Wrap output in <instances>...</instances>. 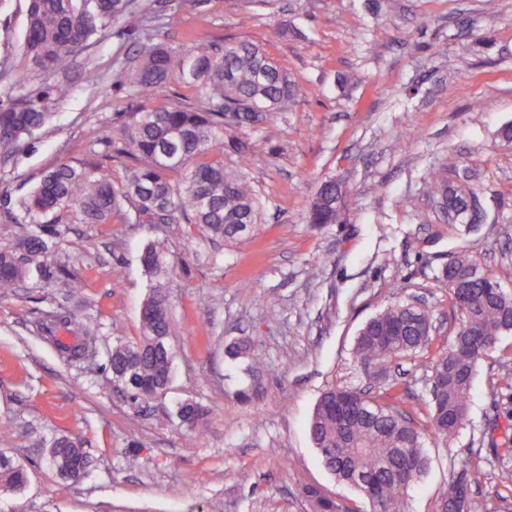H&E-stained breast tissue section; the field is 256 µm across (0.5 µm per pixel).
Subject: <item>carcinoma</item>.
<instances>
[{"label": "carcinoma", "instance_id": "carcinoma-1", "mask_svg": "<svg viewBox=\"0 0 512 512\" xmlns=\"http://www.w3.org/2000/svg\"><path fill=\"white\" fill-rule=\"evenodd\" d=\"M142 40L138 59L124 65L115 81L139 98H150L175 79L195 91V102L133 114L121 129L119 140L106 139L104 157L131 162L124 184L112 181V171L99 165L78 170L59 164L45 173L37 186L16 200L15 209L0 217V224L23 229L13 247L0 248V295L17 287L31 273L59 289L63 303L43 311L35 321L37 333L46 340L61 330L75 336L70 347H59L65 362L79 368L97 356L99 325L91 320L75 321L64 302L79 295L82 282L70 257L47 256L60 231L45 217L66 208L76 224H109L117 218L127 224H196L204 237L234 244L255 234L261 223L262 203L242 171L247 165L246 145L237 140L224 143V130L251 128L264 122L270 112H286L295 100L287 71L265 49L252 43H226L217 47L207 41L171 45L156 41L160 17L144 0H29L22 51L43 69H65L71 59L91 44L112 23ZM0 156L8 158L25 137L50 119L49 108L70 93L64 81L39 88L27 86L26 76L0 65ZM229 148L240 160L231 169L207 156ZM426 194L442 206L448 217L484 221L479 190L465 168L450 181L441 169L433 170ZM349 220L342 184L321 183L310 204L308 221L315 225L344 224ZM141 266L156 285L151 289L158 310L140 314L141 335L121 341L107 352L105 368L128 389L134 403L163 396L172 381V369L161 371L165 356L155 347L159 336H172L173 312L167 280L170 265L164 257L163 240L157 238L142 252ZM438 280L448 288L452 304L461 312V322L443 353L425 366L428 380L444 382L441 390L429 388L432 408L430 432L414 426L392 394L400 383L389 379L394 360L428 347L433 325L432 310L412 299L391 304L359 329L355 341L356 362L383 382L389 394L370 395L353 388L331 387L314 408L309 432L324 467L338 481L359 490L371 512H403L408 489L427 468L423 448L426 435L448 446L468 420V401L477 359L462 348L458 337L482 341V352L492 349L498 338L512 329V293L465 252L451 259V267L439 272ZM230 354H245L249 369L264 365L263 355L252 345L234 344ZM351 397L354 412L338 419L331 405ZM207 413L199 403L185 400L175 414L181 426L194 430ZM450 418L451 423L444 422ZM91 462L82 445L57 435L49 443L45 463L62 479L71 478L69 464ZM27 469L0 451V490L26 485ZM470 481L463 469L450 480L437 504V512H451L459 497V485ZM303 497L310 512H349V508L319 488L307 486Z\"/></svg>", "mask_w": 512, "mask_h": 512}]
</instances>
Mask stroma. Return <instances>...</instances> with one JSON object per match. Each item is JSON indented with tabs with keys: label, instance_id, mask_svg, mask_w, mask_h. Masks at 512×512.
<instances>
[{
	"label": "stroma",
	"instance_id": "stroma-1",
	"mask_svg": "<svg viewBox=\"0 0 512 512\" xmlns=\"http://www.w3.org/2000/svg\"><path fill=\"white\" fill-rule=\"evenodd\" d=\"M28 0H0V55L31 85L57 80L23 54ZM159 38L266 48L297 88L290 111L252 129L225 131L251 154L248 178L262 201L251 239L227 247L202 241L195 225L170 224L175 320L171 389L145 406L113 384L104 358L91 371L67 366L32 327L57 290L31 277L0 296V448L23 463L27 486L0 491V512H308L315 485L354 512H370L360 493L322 464L309 422L331 386L378 391L355 361L359 328L390 303L414 297L436 329L423 351L393 365L405 410L426 426L423 366L443 352L460 313L438 281L459 251L481 261L512 292V0H155ZM140 39L115 23L78 54L67 73L70 97L52 120L0 162V212L65 162L108 163L102 140L118 137L142 106L179 105L191 89L171 82L152 99L114 85ZM102 76L96 87L84 68ZM471 169L484 223H449L424 192L432 169ZM342 183L350 217L317 227L307 212L319 185ZM59 253L77 260L85 282L70 302L78 320L101 328V349L137 338L149 291L140 256L153 234L145 224H75L52 217ZM274 308L266 309L262 300ZM258 345L264 367L246 372L231 359L234 341ZM512 333L479 362L466 425L449 446L425 439V474L408 491L406 512H436L453 472L467 467L475 512H512ZM203 405L192 431L174 419L178 401ZM67 434L89 452L88 474L60 480L43 461L45 438ZM136 466H128L129 457Z\"/></svg>",
	"mask_w": 512,
	"mask_h": 512
}]
</instances>
